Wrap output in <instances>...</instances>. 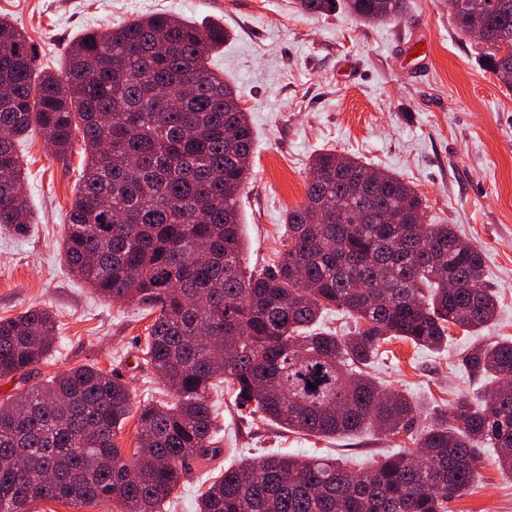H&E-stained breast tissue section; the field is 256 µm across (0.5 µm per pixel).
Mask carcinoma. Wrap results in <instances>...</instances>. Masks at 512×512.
<instances>
[{
    "mask_svg": "<svg viewBox=\"0 0 512 512\" xmlns=\"http://www.w3.org/2000/svg\"><path fill=\"white\" fill-rule=\"evenodd\" d=\"M445 2L462 32H481L488 71L512 89V0ZM294 5L386 24L406 11V0ZM227 37L222 25L155 13L88 30L58 75L37 71L26 35L0 19V231L30 224L19 140L37 128L65 160L81 131L64 260L104 298L153 314L142 360L169 396L135 408L126 384L93 365L18 389L0 402V512L46 499L165 512L189 463L220 452L210 397L224 384L239 406L303 435L407 432L417 407L368 373L381 347L440 351L452 329L469 336L496 319L483 254L453 225L423 223L402 177L334 151L313 158L271 265L247 271L238 199L253 132L235 87L209 67ZM332 308L352 331L320 327ZM55 333L45 309L0 319V379L30 380ZM460 361L487 387L430 416L418 460L405 450L353 471L266 455L224 470L197 512H448L477 482L484 450L512 474V338L473 344ZM133 413L128 462L114 438ZM49 474L58 481L45 484Z\"/></svg>",
    "mask_w": 512,
    "mask_h": 512,
    "instance_id": "carcinoma-1",
    "label": "carcinoma"
}]
</instances>
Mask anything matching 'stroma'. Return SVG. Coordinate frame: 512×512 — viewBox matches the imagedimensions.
Instances as JSON below:
<instances>
[{
    "label": "stroma",
    "mask_w": 512,
    "mask_h": 512,
    "mask_svg": "<svg viewBox=\"0 0 512 512\" xmlns=\"http://www.w3.org/2000/svg\"><path fill=\"white\" fill-rule=\"evenodd\" d=\"M160 12L214 20L230 34L211 64L239 90L253 128V176L239 200L248 266L273 259L287 211L306 200L318 152L332 149L400 174L423 200L424 223L454 225L483 253L499 310L488 328L470 339L454 333L439 352L386 344L369 372L425 413L480 396L481 381L458 355L469 344L512 336V90L487 71L482 47L459 31L444 0H410L397 25L367 24L341 9L308 16L292 0H0V19L25 33L39 68L55 73L81 33ZM18 152L31 230L0 233V319L31 307L54 315L55 347L37 365L38 380L92 364L120 375L134 403L164 397L140 360L151 316L137 304L98 296L64 261L82 140L63 162L34 130ZM215 406L221 453L191 464L167 512H195L213 477L246 456H339L357 470L378 454L414 446L410 436L374 431L333 440L297 434L239 407L228 390ZM480 473L448 512H512V475L489 452Z\"/></svg>",
    "instance_id": "stroma-1"
}]
</instances>
